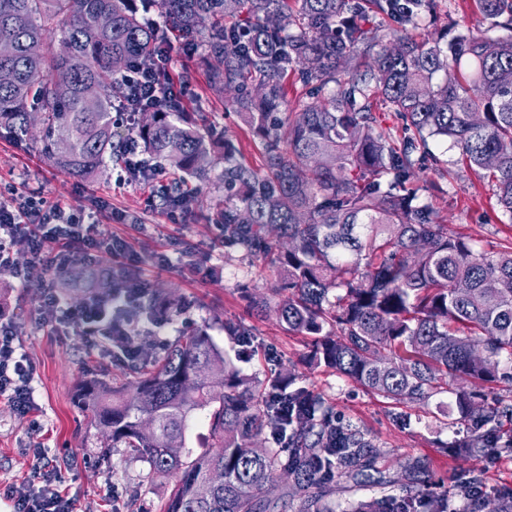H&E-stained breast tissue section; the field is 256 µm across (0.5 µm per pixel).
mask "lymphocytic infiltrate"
<instances>
[{
	"label": "lymphocytic infiltrate",
	"instance_id": "lymphocytic-infiltrate-1",
	"mask_svg": "<svg viewBox=\"0 0 512 512\" xmlns=\"http://www.w3.org/2000/svg\"><path fill=\"white\" fill-rule=\"evenodd\" d=\"M184 51L183 44L166 41L159 63H139L123 75L125 96L117 106L119 121L132 122L136 112L156 101L159 92L187 94L186 84H163L158 77L159 72L167 70L173 55ZM48 240L55 243V252H45ZM101 249L122 255L127 245L100 231L96 213L47 200L36 190L0 203V271L20 284H27L28 277L15 261L18 253H26L32 262L46 266L56 276L73 260L91 259ZM138 294V288L117 284L110 291L90 296L81 309L65 312L59 324L84 337L90 346H120L126 356H133L128 343L136 329L130 314L136 308ZM20 334L19 322L0 320V396L13 411L25 414L34 406V366L21 351ZM59 479L55 466L37 459L31 487L17 498L14 512H73L72 500L57 486Z\"/></svg>",
	"mask_w": 512,
	"mask_h": 512
}]
</instances>
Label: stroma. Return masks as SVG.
Returning <instances> with one entry per match:
<instances>
[{
	"mask_svg": "<svg viewBox=\"0 0 512 512\" xmlns=\"http://www.w3.org/2000/svg\"><path fill=\"white\" fill-rule=\"evenodd\" d=\"M468 29L483 30L492 38L502 34L483 22L471 0H433L418 33L449 40ZM171 69L184 74L189 83L188 111L205 113L209 126L233 140L244 162L265 173L259 139L241 124L223 97L210 90L201 54L175 56ZM430 147L439 164L422 165L417 172L420 203L434 210L450 233L471 240L481 251H501L512 242V218L498 205L493 184L461 161L452 142L434 141ZM123 172V164L107 162L91 177L66 174L48 162L30 138L0 128V202L9 201L13 192L39 187L51 199L97 211L103 231L125 239L137 254L134 273L144 289L177 304V312L165 320H138L135 341L146 352H160L163 343L185 327L207 326L225 357L243 374L261 382L272 369L294 371L344 422L364 429L382 454L380 466L386 477L400 479L406 460L429 462L430 476L452 490L447 512H471L469 502L453 493L470 470L481 469L488 497L512 488V456L490 455L478 463L442 452L441 443L453 437L447 394L435 396L428 405L411 407L375 396L332 369L308 365L309 337L288 333L275 313L259 314L250 308L249 296L266 295L276 273L267 260L244 256L224 241L216 223V211L224 205L222 155L214 156L210 181L197 200L173 218L152 201L151 185L134 180L117 185ZM160 252L168 254V266L156 264L154 256ZM17 262L27 266L29 283L23 286L0 275V310L23 325L21 348L36 368L35 409L30 415H18L0 399V512L11 510L6 491H28L38 451L60 467L62 487L76 512H161L173 480L144 481L141 465L131 462L123 449L103 447L75 400L80 380L102 374L121 386L129 381V374L81 337L56 332L57 315L44 307L38 290L48 272L28 266L22 253ZM116 265L105 250L98 251L93 262H72L65 272L69 286L62 292L67 305L80 309L92 291H107L110 284L102 274ZM228 319L253 327L251 355H242L239 343L225 332Z\"/></svg>",
	"mask_w": 512,
	"mask_h": 512,
	"instance_id": "35a3bbf8",
	"label": "stroma"
}]
</instances>
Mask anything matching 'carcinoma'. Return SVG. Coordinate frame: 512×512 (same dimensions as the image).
Segmentation results:
<instances>
[{
    "mask_svg": "<svg viewBox=\"0 0 512 512\" xmlns=\"http://www.w3.org/2000/svg\"><path fill=\"white\" fill-rule=\"evenodd\" d=\"M433 0H145L187 43L203 50L210 89L261 139L266 174L224 139V242L246 255L277 250L272 294L290 333L312 337L311 359L376 395L424 404L448 393V427L466 436L443 448L480 460L512 454V244L489 255L448 233L411 187L429 140L451 138L472 168L489 172L512 219V0H472L494 28L449 42L412 34ZM399 25L390 42L370 14ZM62 34L66 51L46 41ZM165 31L128 0H0V127L40 125L53 165L90 176L112 155V106L121 77L155 59ZM297 70L315 99L289 107L285 77ZM35 98L41 118L28 112ZM380 102L413 134L380 125ZM133 131L149 162L210 179L214 142L195 112L162 98ZM157 293L139 308L159 316ZM243 348V323H224ZM134 380L79 386L78 404L109 448H123L145 479L171 477L163 512H271L275 483L304 491L298 512H325L320 489L351 479L379 492L349 512H445L448 493L426 492L427 463L408 460L401 483L382 475L366 433L344 427L292 373L255 383L224 360L208 327L178 335ZM274 447L258 445L264 436ZM224 481L206 500L200 480ZM472 512H512V489Z\"/></svg>",
    "mask_w": 512,
    "mask_h": 512,
    "instance_id": "1",
    "label": "carcinoma"
}]
</instances>
